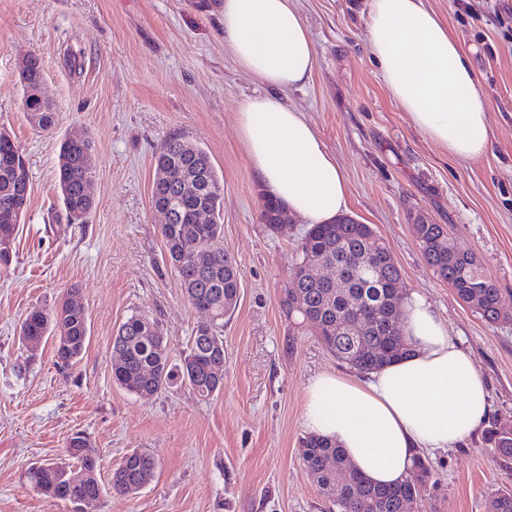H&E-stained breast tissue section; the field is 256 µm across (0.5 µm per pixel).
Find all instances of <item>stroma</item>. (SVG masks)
<instances>
[{
	"instance_id": "stroma-1",
	"label": "stroma",
	"mask_w": 512,
	"mask_h": 512,
	"mask_svg": "<svg viewBox=\"0 0 512 512\" xmlns=\"http://www.w3.org/2000/svg\"><path fill=\"white\" fill-rule=\"evenodd\" d=\"M317 52L308 85L287 103L313 125L346 173L349 214L372 225L407 292L424 296L482 372L489 419L512 420V321L490 324L433 274L413 226L447 225L475 253L503 297H512V39L495 22L512 0H428L469 54L493 138L487 154L460 160L417 130L373 63L365 0H294ZM36 53L51 133L26 119L18 63ZM77 57L80 66L68 65ZM260 82L224 44L222 19L199 0H0V127L30 172L26 214L9 268L0 269V512H72L28 479L31 467L65 458L74 432L88 435L109 476L134 450L157 462L133 495L104 493L85 512H328L298 450L311 380L347 372L318 336L282 308L308 228L291 217L261 224V189L238 129ZM182 135L200 144L224 181V247L242 271L241 295L224 322V389L210 399L187 387L141 398L112 380V335L132 312L156 316L173 352L204 313L186 301L164 258L151 205L154 157ZM90 136L97 207L83 224L61 213L58 152ZM88 311L90 341L61 368L52 339L30 350L19 327L33 307L68 293ZM432 478L414 512H489L491 491L512 489V463L477 431L428 456Z\"/></svg>"
}]
</instances>
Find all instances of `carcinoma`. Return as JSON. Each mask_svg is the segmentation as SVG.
Instances as JSON below:
<instances>
[{
    "instance_id": "cac0c4a2",
    "label": "carcinoma",
    "mask_w": 512,
    "mask_h": 512,
    "mask_svg": "<svg viewBox=\"0 0 512 512\" xmlns=\"http://www.w3.org/2000/svg\"><path fill=\"white\" fill-rule=\"evenodd\" d=\"M41 59L31 55V67L19 79L23 100L29 107L26 118L43 132L53 130L55 112L37 92L43 81ZM62 162L57 169L65 220L82 224L97 206L84 186L95 170L91 137L79 142L62 141ZM156 176L151 187L154 209H166L172 218L159 225L166 256L176 272L187 302L206 312L210 323L195 330L187 350L175 358L160 339V321L145 312H133L112 336V379L139 397H149L178 385L190 387L208 399L224 389V318L235 310L241 288V270L235 257L224 249L221 216L224 182L208 153L181 135L168 137L156 157ZM30 175L20 146L11 135L0 136V239L14 237L17 224L27 209ZM285 206L266 198L261 223L274 231ZM199 211L210 214L199 224ZM421 254L443 282L465 302L477 301L475 312L489 324L511 321L502 312L505 299L488 276L477 256L458 249L444 224L419 227ZM291 270V287L282 301L287 316L296 317L311 329L338 360L367 374L405 356L410 346L400 324L374 315L403 302L401 270L388 259V248L378 242L373 227L349 216L329 224H312L298 248ZM55 341L58 364L69 367L83 355L90 337L87 310L73 299L54 307H34L20 325V339ZM494 454L512 460V425L492 422L486 430ZM67 456L79 465L82 479L71 480L68 462L32 468L30 482L44 495L62 501L99 497L111 489L127 493L129 486H147L156 477L154 458L142 451L127 453L112 471L108 484L99 476V463L81 444L85 434L74 437ZM299 460L316 479L320 495L334 512H409L422 499L431 475L423 459L403 482L383 486L372 483L354 470L343 449L332 440L314 434L300 442ZM489 512H512V490L499 488L489 497Z\"/></svg>"
}]
</instances>
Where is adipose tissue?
Instances as JSON below:
<instances>
[{"label": "adipose tissue", "mask_w": 512, "mask_h": 512, "mask_svg": "<svg viewBox=\"0 0 512 512\" xmlns=\"http://www.w3.org/2000/svg\"><path fill=\"white\" fill-rule=\"evenodd\" d=\"M224 43L262 84L238 112L248 159L267 197L313 224L347 209V180L302 112L283 91L305 86L317 63L294 0H221ZM371 55L391 95L414 127L449 155L474 159L491 147L492 130L471 59L426 0H368ZM411 351L360 377L323 373L307 390L310 433L344 448L371 481L405 479L415 459L457 446L489 412L486 381L472 357L420 295L403 306Z\"/></svg>", "instance_id": "ef3b65f1"}]
</instances>
